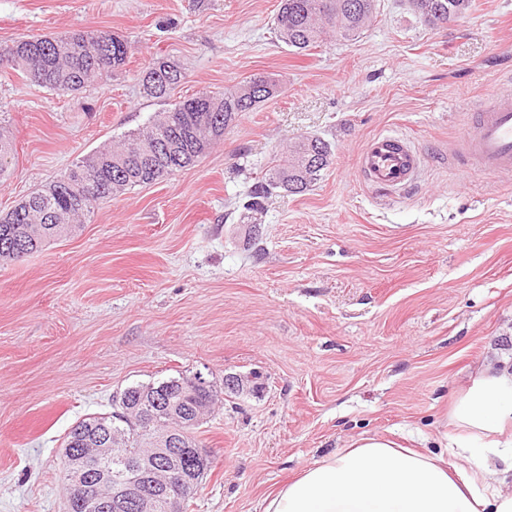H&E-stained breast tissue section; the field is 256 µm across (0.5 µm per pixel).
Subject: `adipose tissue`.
Here are the masks:
<instances>
[{"instance_id": "ef3b65f1", "label": "adipose tissue", "mask_w": 512, "mask_h": 512, "mask_svg": "<svg viewBox=\"0 0 512 512\" xmlns=\"http://www.w3.org/2000/svg\"><path fill=\"white\" fill-rule=\"evenodd\" d=\"M454 458L366 436L284 483L263 512H512L491 458L512 460V358L486 359L448 413Z\"/></svg>"}]
</instances>
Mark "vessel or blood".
I'll return each mask as SVG.
<instances>
[{
    "instance_id": "1",
    "label": "vessel or blood",
    "mask_w": 512,
    "mask_h": 512,
    "mask_svg": "<svg viewBox=\"0 0 512 512\" xmlns=\"http://www.w3.org/2000/svg\"><path fill=\"white\" fill-rule=\"evenodd\" d=\"M424 156L400 134H379L364 144L356 167L358 179L388 196H398L420 176ZM463 176L501 177L512 174V95L479 100L468 112L454 156Z\"/></svg>"
}]
</instances>
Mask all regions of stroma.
Returning <instances> with one entry per match:
<instances>
[{"label":"stroma","mask_w":512,"mask_h":512,"mask_svg":"<svg viewBox=\"0 0 512 512\" xmlns=\"http://www.w3.org/2000/svg\"><path fill=\"white\" fill-rule=\"evenodd\" d=\"M279 0H0V44L109 31L132 47L117 75L77 93L0 70L15 149L0 214L81 157L147 126L153 60L186 78L175 98L256 75L281 90L173 176L101 202L69 237L0 263V512H66L70 427L133 384L201 373L225 394L199 425L213 463L187 512H262L302 469L368 435L440 451L470 372L512 356V177L437 161L473 102L512 94V0H472L445 29L408 0H377L358 39L294 54ZM380 132L426 153L392 199L355 176ZM305 136L332 162L273 197L248 241V187Z\"/></svg>","instance_id":"stroma-1"}]
</instances>
